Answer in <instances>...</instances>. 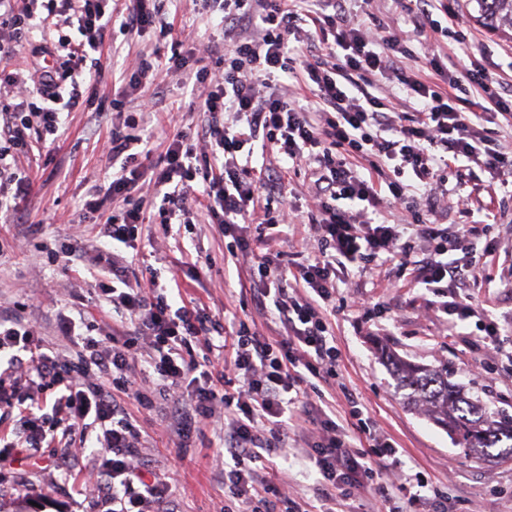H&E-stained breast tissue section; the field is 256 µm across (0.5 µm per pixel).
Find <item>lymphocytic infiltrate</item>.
I'll list each match as a JSON object with an SVG mask.
<instances>
[{
    "label": "lymphocytic infiltrate",
    "mask_w": 512,
    "mask_h": 512,
    "mask_svg": "<svg viewBox=\"0 0 512 512\" xmlns=\"http://www.w3.org/2000/svg\"><path fill=\"white\" fill-rule=\"evenodd\" d=\"M158 0H0V62L13 54L22 29L53 25L57 41L39 46L52 64L20 72L0 69V215L20 218L19 203L34 191L30 170L20 163L33 135L59 130L61 112L81 109L86 79L101 81L99 55L114 32L133 36L157 28L170 38L168 62L139 60L132 91L147 94L182 69L198 45L173 38ZM418 36L446 37L465 44L454 28L459 18L446 0H399ZM371 0H224L220 25L224 52L216 67L195 72L200 131L177 128L167 150L152 160V133L113 99L98 112L112 125L105 152L112 181L84 205L106 216L105 242L95 257V285L128 323L125 330L95 338L84 322L60 315V330L74 347L61 357L43 344L35 325L0 315V409L12 408L11 382L30 389L31 406L21 440L0 436V446L46 439L48 417H66L80 443L111 452L90 457L76 492L106 496L109 512H171L169 483L140 457L142 433L126 401L148 411H168L180 434L224 415V512H348L354 492L376 494L371 512L400 496L408 506L432 504L446 512L440 489L405 469L389 438L377 437L362 408L346 431L332 419L336 407L321 384L336 377L340 352L329 312L336 309V280L353 266L375 264L409 272L415 287L438 300L449 332L474 321L483 334L486 358L505 355L496 323L474 307L470 289L486 282L477 260V216L472 192L450 185L460 168L479 169L491 182H512V154L502 150L497 118L512 124V88L474 58L460 71L450 54L432 55L431 78L408 71L412 51L388 22L369 15ZM79 41H72L70 31ZM301 80L307 97H288L284 80ZM396 79L412 100L399 111L380 80ZM481 91L475 111L468 88ZM211 148L199 158L195 139ZM264 141L283 164L314 165L311 207L306 214L317 243L294 275L274 271L270 257L251 269L255 307L276 316L284 333L266 336L239 323L232 333L213 315L168 297L157 275L143 278L124 265L121 248L134 247L146 219L168 225L192 223L191 182L203 179L206 208L229 237L232 257L252 254L245 225L258 234L293 223L296 208L277 183H264L252 166L250 146ZM457 198L460 223L441 224L442 198ZM122 207H115V200ZM404 212L400 223L385 220L387 208ZM59 397L44 406V389ZM310 415L316 436L304 456L319 474L313 500L296 499L274 465L283 453L282 430ZM98 425L88 436V424Z\"/></svg>",
    "instance_id": "obj_1"
}]
</instances>
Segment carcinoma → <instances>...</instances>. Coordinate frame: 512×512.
<instances>
[{"mask_svg": "<svg viewBox=\"0 0 512 512\" xmlns=\"http://www.w3.org/2000/svg\"><path fill=\"white\" fill-rule=\"evenodd\" d=\"M478 21L496 33L512 31V0H474ZM408 402L422 406L469 454L512 457V416L489 412L461 395L448 370L425 368L402 360L393 363Z\"/></svg>", "mask_w": 512, "mask_h": 512, "instance_id": "obj_1", "label": "carcinoma"}]
</instances>
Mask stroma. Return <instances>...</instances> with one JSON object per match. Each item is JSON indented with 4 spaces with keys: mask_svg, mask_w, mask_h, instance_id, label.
Masks as SVG:
<instances>
[{
    "mask_svg": "<svg viewBox=\"0 0 512 512\" xmlns=\"http://www.w3.org/2000/svg\"><path fill=\"white\" fill-rule=\"evenodd\" d=\"M453 8L463 20L470 45L469 55L458 58L459 68L469 67L470 55L488 51L489 59L503 78L512 77V41L483 28L470 0H454ZM166 18L177 38L197 44L222 45L212 10L194 6L192 0H167ZM171 56L170 42L157 30L129 38L115 35L103 49L105 74L98 87L103 104L117 92L128 89L134 79L132 67L140 57ZM197 62L170 77L152 99L143 118L152 132L154 155L165 152L177 124L203 125L206 116L197 109L190 73ZM110 125L97 122L94 112L76 111L65 117L56 139L36 143L30 165L38 176L36 193L25 203L27 218L15 222L0 218V310L35 320L47 344L69 353L66 340L58 336L55 316L59 310L84 317L99 333L121 329L120 314L100 306L90 291L92 276L83 265L48 263L39 247L66 235H82L87 245H99L97 224L104 215L90 214L86 223L72 217L96 190L108 185L112 170L103 145ZM133 258L136 270L156 271L161 282H180L188 296L211 314L232 311L238 319L267 336L279 335L280 324L256 311L250 303L249 264L224 257L226 240L206 210H199L194 224L163 228L146 227ZM494 254L487 258V287L474 290L473 301L483 308L500 329L512 330V294L501 288L498 278L512 240L488 233ZM397 287H387L377 269L354 274L339 284L336 315L332 326L340 351L336 382L330 392L337 411L356 401L367 407L378 433L395 441L407 467L421 471L434 482H447L450 512H512V459L475 457L465 454L445 429L427 414L409 407L397 380L387 366V355L428 368L447 367L450 380L467 397L492 411L512 415V367L469 372L470 363L482 353L466 324L459 336L449 335L445 315L420 297L407 276H398ZM363 296L375 309L371 314L353 306ZM145 434L144 452L153 470L169 481L179 512H219L224 504V481L214 459L223 450L224 420L215 418L193 431L188 448H179V437L169 420L138 413ZM315 432L314 426L289 425L283 432L288 454L278 465L294 491L312 499L317 475L306 468L303 456ZM52 449L5 448L0 450V512H106L104 500L77 495L62 470L47 465Z\"/></svg>",
    "mask_w": 512,
    "mask_h": 512,
    "instance_id": "35a3bbf8",
    "label": "stroma"
}]
</instances>
